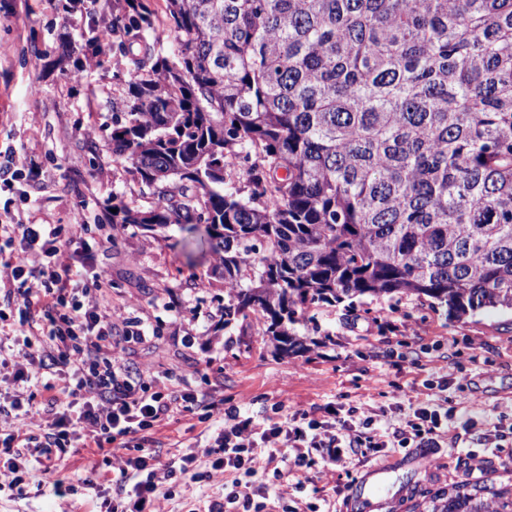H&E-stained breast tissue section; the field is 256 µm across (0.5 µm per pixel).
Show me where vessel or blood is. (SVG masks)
Here are the masks:
<instances>
[{
	"label": "vessel or blood",
	"instance_id": "vessel-or-blood-1",
	"mask_svg": "<svg viewBox=\"0 0 512 512\" xmlns=\"http://www.w3.org/2000/svg\"><path fill=\"white\" fill-rule=\"evenodd\" d=\"M430 456L429 449L414 448L393 461L368 467L347 489L344 512H393L400 497L395 489L394 473L405 467L422 471Z\"/></svg>",
	"mask_w": 512,
	"mask_h": 512
}]
</instances>
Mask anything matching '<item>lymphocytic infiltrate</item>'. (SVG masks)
I'll list each match as a JSON object with an SVG mask.
<instances>
[{"instance_id":"f902f5d3","label":"lymphocytic infiltrate","mask_w":512,"mask_h":512,"mask_svg":"<svg viewBox=\"0 0 512 512\" xmlns=\"http://www.w3.org/2000/svg\"><path fill=\"white\" fill-rule=\"evenodd\" d=\"M84 230L20 217L0 224V492L23 484L34 465L52 476L54 496L69 495L62 460L74 444L103 456L82 484L92 497L111 485L112 512H158L175 488L204 476L215 490L201 493L202 512H250L257 477L273 475L279 496H287L302 489L315 452L339 467L385 448H455L466 435L478 474L485 450L504 449L501 423L457 417L444 398L425 400L396 427L373 408L331 407L321 421L304 411L258 419L198 394L192 380L201 366L175 387L134 367L130 345L146 341L150 326L113 312L110 294L82 276L87 256L77 240ZM12 305L30 317L24 332L8 321ZM199 408L216 420L203 445L168 459L145 451L147 434ZM454 419L461 427L455 434L448 428ZM114 442L121 452L104 457L105 444ZM204 457L211 469L203 476ZM288 473L294 484H284Z\"/></svg>"}]
</instances>
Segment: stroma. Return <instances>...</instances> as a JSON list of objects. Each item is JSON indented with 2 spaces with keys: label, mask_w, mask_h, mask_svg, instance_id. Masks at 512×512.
Masks as SVG:
<instances>
[{
  "label": "stroma",
  "mask_w": 512,
  "mask_h": 512,
  "mask_svg": "<svg viewBox=\"0 0 512 512\" xmlns=\"http://www.w3.org/2000/svg\"><path fill=\"white\" fill-rule=\"evenodd\" d=\"M112 22V0H0V151L25 149L36 181L0 184V215L24 214L37 224H88L80 244L102 273L112 308L147 319L153 337L132 345L131 363L179 377L196 364L206 367L193 382L225 405L246 404L272 415L304 410L321 419L328 404L374 408L423 401L425 382L448 384V404L492 421L512 424V313L480 312L464 320L444 308H419L410 300L367 301L349 312L343 306L301 317L297 333L320 344L299 356L276 354L266 337L241 333L240 323L220 315L224 284L209 276L211 259L202 233L173 224L147 232L104 221L105 208L119 198L141 209L142 192L128 163L113 157L109 135L129 76L113 52L92 63L89 39ZM389 322L393 331L380 332ZM211 421L194 413L156 431L151 446L170 457L195 445ZM364 464L329 471L315 458L301 491L286 502L274 497L273 478L255 483V502L266 512L284 506L309 512H342L338 487L362 475ZM466 456L434 454L426 472L401 474L411 496L397 512H412L413 494L470 479ZM42 475L26 479L21 491L0 493V512H90L83 494L65 501L50 497Z\"/></svg>",
  "instance_id": "1"
}]
</instances>
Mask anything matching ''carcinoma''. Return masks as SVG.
Listing matches in <instances>:
<instances>
[{
    "mask_svg": "<svg viewBox=\"0 0 512 512\" xmlns=\"http://www.w3.org/2000/svg\"><path fill=\"white\" fill-rule=\"evenodd\" d=\"M91 45L130 75L112 155L153 198L110 221L203 229L224 325L290 356L324 306L512 312V0H112ZM420 496L512 512L508 482Z\"/></svg>",
    "mask_w": 512,
    "mask_h": 512,
    "instance_id": "carcinoma-1",
    "label": "carcinoma"
}]
</instances>
